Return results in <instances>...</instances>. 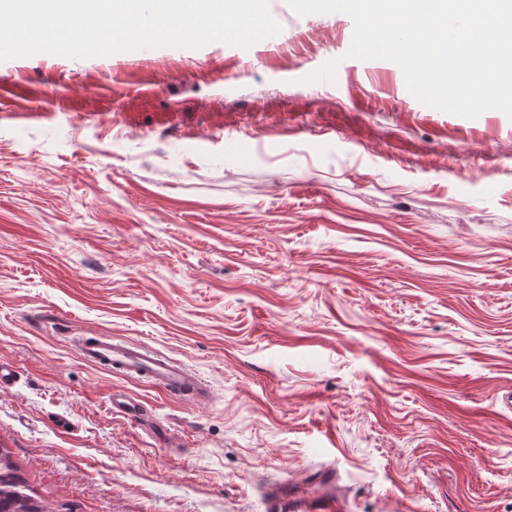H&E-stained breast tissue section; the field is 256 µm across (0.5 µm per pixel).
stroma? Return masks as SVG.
Returning a JSON list of instances; mask_svg holds the SVG:
<instances>
[{"instance_id":"1","label":"stroma","mask_w":512,"mask_h":512,"mask_svg":"<svg viewBox=\"0 0 512 512\" xmlns=\"http://www.w3.org/2000/svg\"><path fill=\"white\" fill-rule=\"evenodd\" d=\"M269 11L246 48L0 60V448L52 512H264L327 469L331 512H512V118L420 102L346 13ZM79 357L96 368L149 381L160 392L186 401L204 403L210 387L181 362L146 346L112 336H71ZM108 403L112 411L121 414L130 422H137L144 416V407L141 402L129 395L112 393Z\"/></svg>"}]
</instances>
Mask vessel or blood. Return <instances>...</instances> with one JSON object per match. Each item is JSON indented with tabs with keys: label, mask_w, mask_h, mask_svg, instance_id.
Returning a JSON list of instances; mask_svg holds the SVG:
<instances>
[{
	"label": "vessel or blood",
	"mask_w": 512,
	"mask_h": 512,
	"mask_svg": "<svg viewBox=\"0 0 512 512\" xmlns=\"http://www.w3.org/2000/svg\"><path fill=\"white\" fill-rule=\"evenodd\" d=\"M79 357L96 368L149 381L160 392L186 401L204 403L211 399L210 387L181 362L145 344L112 336H73L69 339ZM108 403L129 421L142 419L144 407L126 394H111ZM323 497L301 495L291 487L274 486L265 503V512H328Z\"/></svg>",
	"instance_id": "1"
}]
</instances>
